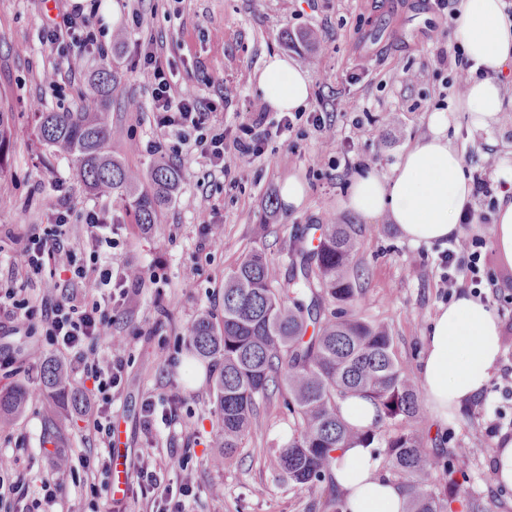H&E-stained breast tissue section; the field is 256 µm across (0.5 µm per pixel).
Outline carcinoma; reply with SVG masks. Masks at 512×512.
I'll use <instances>...</instances> for the list:
<instances>
[{
  "label": "carcinoma",
  "instance_id": "obj_1",
  "mask_svg": "<svg viewBox=\"0 0 512 512\" xmlns=\"http://www.w3.org/2000/svg\"><path fill=\"white\" fill-rule=\"evenodd\" d=\"M116 84L112 71H97L79 111L35 113L36 138L50 152L71 158L91 193L120 199L135 226L147 232L172 201L179 171L160 161L145 174L112 155V142L121 135L108 112ZM13 127V113L0 106V157L10 147ZM312 230L311 238L307 229L296 233L286 287L273 285L264 252L248 251L224 280L222 320L202 315L190 327L191 349L214 370L221 440L212 465L223 466L241 447L260 403L285 390L295 430L279 449L278 467L296 486L331 475L337 448L377 442L385 467L406 490L407 512H448L455 486L448 478L449 453L425 446L418 385L400 367L388 327L357 311L362 289L356 255L366 229L332 220ZM42 382L61 408L83 405V395L68 389L56 361L45 363ZM353 396L376 408L375 424L365 431L339 413V402ZM27 397L21 384L0 389V429Z\"/></svg>",
  "mask_w": 512,
  "mask_h": 512
}]
</instances>
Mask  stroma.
Returning a JSON list of instances; mask_svg holds the SVG:
<instances>
[{
    "instance_id": "35a3bbf8",
    "label": "stroma",
    "mask_w": 512,
    "mask_h": 512,
    "mask_svg": "<svg viewBox=\"0 0 512 512\" xmlns=\"http://www.w3.org/2000/svg\"><path fill=\"white\" fill-rule=\"evenodd\" d=\"M457 0H103L105 26L100 57L94 47L76 40L54 46L45 32L58 14L57 0H0V102L15 114L9 151L0 159V284L9 283V257L35 224L46 223L50 206L69 196L70 223L83 224L88 211L100 212L111 224L117 242L113 265L127 262L155 272L134 297L132 306L112 323L123 343L118 352L100 349L102 358H122L126 373L112 400V421L118 429V448L131 466L145 460L150 442H158L151 465L160 467L170 455L190 449L188 471L171 473L173 482L190 483L194 495L188 512H336L337 492L330 479L300 488L276 467V454L294 425L281 399L260 408L258 431L245 439L232 463L210 465L219 433L210 366L189 349L188 328L200 314L221 318L224 276L240 255L252 248L264 251L278 276L289 265L288 248L296 229L324 224L336 217L349 224L359 216L342 202L356 176H390L406 146L428 131L435 109L449 105L453 91L448 80L459 77L438 62L440 50L459 40ZM126 34L123 45L112 43L114 31ZM313 33L319 50L308 54L287 43L286 34ZM164 43L169 71L178 86L193 88L217 99L224 87L235 96L217 111L215 122L235 132L258 97L256 73L266 57L278 55L305 63L310 96L304 116L294 118L293 130L282 127L283 115L269 112L270 137L262 154L250 165L232 167L230 176L194 164L187 149L198 139L188 127L160 129L150 110L152 86L141 70L139 52L149 42ZM82 64L81 74L68 77L71 60ZM112 68L118 84L112 96L111 118L123 137L112 149L132 167L149 171L160 159L154 144L176 147L181 177L171 204L152 230L135 231L124 205L91 194L77 178L71 160L41 150L31 119L36 112H75L87 90L88 77L99 65ZM423 71L419 82L395 78L400 69ZM62 71L59 89L46 85L43 75ZM504 89V106L490 133H472L465 112L449 115L448 135L463 153L467 171L512 157V71L496 76ZM321 113L336 130L324 140L311 113ZM305 188L299 206L281 203L288 178ZM279 199L278 216L269 233L254 234L265 215L268 198ZM212 212L224 226V237L204 246L198 224L202 211ZM369 234L358 259L366 273L360 303L368 318L390 328L402 368L419 376L425 337L439 306L448 296L440 286L439 255L448 247L439 241L411 245L398 225L380 218L368 222ZM489 250V268L497 288L484 289V301L500 324L499 367L477 398L440 426L424 411L421 429L433 449L462 448L452 457L457 486L452 512H468L467 502L480 499L487 512H512V489L487 484L484 472L493 463L500 436L484 429L495 410L512 418V393L499 386L500 368L512 364V263L494 246V227L473 224ZM40 336L5 334L0 330V388L24 384L29 398L22 413L0 430V461H15L30 489L51 473V460L98 452L97 443L83 431L82 413H64L49 420V393L42 385L44 345ZM163 404L175 420L157 424L153 433L142 426L145 399ZM67 512H150L151 503L137 486H130L120 504L110 494L92 499L71 476H63ZM224 495L214 498L212 485Z\"/></svg>"
}]
</instances>
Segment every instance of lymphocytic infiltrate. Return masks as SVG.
<instances>
[{"label":"lymphocytic infiltrate","instance_id":"1","mask_svg":"<svg viewBox=\"0 0 512 512\" xmlns=\"http://www.w3.org/2000/svg\"><path fill=\"white\" fill-rule=\"evenodd\" d=\"M101 0H78L71 11L63 13L59 23L47 31L48 44L66 36H82L84 43L97 42L95 27L100 22ZM144 72L153 86L152 110L161 127H192L203 130L196 140L193 162L203 168H220L225 155L246 164L258 157L269 136L265 129L267 107L251 103L250 116L242 122L235 136L220 128H209V116L216 111L215 102L199 92L174 88L166 74L163 53L148 51L143 59ZM69 204L62 201L50 208L48 223L39 225L28 235L23 246L11 256L13 283L0 285V312L13 323V332L44 336L48 345L70 364L82 379L92 384L93 403L86 418L87 437L102 447L112 445V399L123 383L125 364L122 359L100 357L99 346H114L118 338L112 333V320L130 303V283L146 279L148 273L138 266L112 264V237L98 212H88L82 226L68 222ZM449 247L440 257L443 273L440 285L453 290L458 273H465L473 288H481L487 276L489 257L484 239L462 233L448 240ZM68 272L59 297L34 303L25 290L26 283L42 276L47 267ZM137 484L142 495L150 497L152 512H186L185 500L193 488L184 483L171 487L162 470L140 466ZM41 497L29 498L24 475L13 466L0 464V499L13 498L21 512H39L41 506L63 505V489L54 477L42 478Z\"/></svg>","mask_w":512,"mask_h":512}]
</instances>
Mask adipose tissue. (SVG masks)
I'll list each match as a JSON object with an SVG mask.
<instances>
[{
    "mask_svg": "<svg viewBox=\"0 0 512 512\" xmlns=\"http://www.w3.org/2000/svg\"><path fill=\"white\" fill-rule=\"evenodd\" d=\"M505 0H458L459 37L473 76L455 108L470 113L472 128L489 130L503 109V88L494 73L512 65V20ZM262 101L278 112L305 107L310 81L300 66L267 58L257 76ZM446 112L430 116V135L409 147L391 176L357 177L344 202L363 219L388 216L414 246L444 241L457 229L471 188L461 153L447 136ZM501 353L498 318L483 302L461 297L440 307L426 338L420 386L440 420L480 392ZM332 477L344 512H403L407 496L394 478L380 474L372 447L335 452Z\"/></svg>",
    "mask_w": 512,
    "mask_h": 512,
    "instance_id": "1",
    "label": "adipose tissue"
}]
</instances>
